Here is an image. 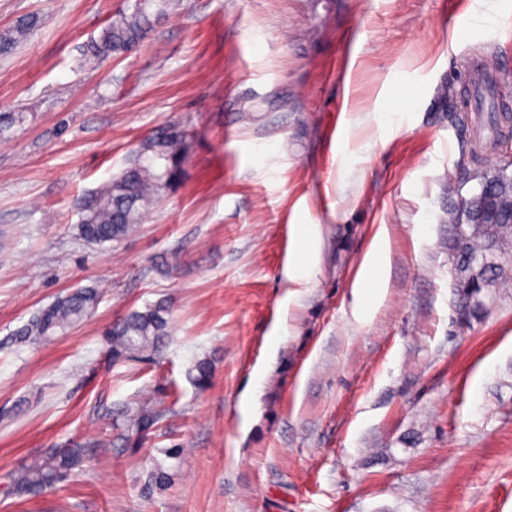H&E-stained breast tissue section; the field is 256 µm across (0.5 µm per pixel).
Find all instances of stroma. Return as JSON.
Returning <instances> with one entry per match:
<instances>
[{
    "mask_svg": "<svg viewBox=\"0 0 512 512\" xmlns=\"http://www.w3.org/2000/svg\"><path fill=\"white\" fill-rule=\"evenodd\" d=\"M124 2L0 0V33L40 18L0 55V113L24 115L0 137V512H512V238L466 322L444 221L501 163L489 127L512 135V0H181L83 69ZM479 69L500 88L452 123L439 91ZM170 123L194 131L178 184L120 243L80 239L73 200ZM380 242L384 286L356 295ZM79 287L87 318L16 340ZM161 300V351L112 361L107 327ZM149 391L136 448L121 412ZM93 441L56 489L9 493Z\"/></svg>",
    "mask_w": 512,
    "mask_h": 512,
    "instance_id": "obj_1",
    "label": "stroma"
}]
</instances>
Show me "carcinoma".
Wrapping results in <instances>:
<instances>
[{
    "label": "carcinoma",
    "mask_w": 512,
    "mask_h": 512,
    "mask_svg": "<svg viewBox=\"0 0 512 512\" xmlns=\"http://www.w3.org/2000/svg\"><path fill=\"white\" fill-rule=\"evenodd\" d=\"M174 0H134L116 11L109 23L83 51L84 63L97 66L110 57H122L136 49L166 14ZM39 23L33 15L16 21L11 30L0 34V54L10 53L25 41ZM192 142L191 131L168 125L143 138L122 171L92 192L78 197L74 207L80 211L77 235L93 244L118 243L129 236L150 213L158 198L179 180ZM470 210L462 227L463 246L457 247V222L460 211ZM448 232L456 263L462 268L476 255H488L484 271L467 290L466 318L478 317L484 309L483 291L504 275L494 256L512 232V175L496 182L495 199L477 191L463 197L448 216ZM98 295L90 287L76 288L38 312L16 333L19 339L40 340L81 322L95 307ZM168 311L161 304L143 310L133 309L112 325L108 333V352L112 361L133 360L155 351L168 336ZM162 411L151 399L137 401L123 412L126 442L143 443ZM84 449L69 446L41 456L27 464L14 478V487L28 495H38L66 481L81 466Z\"/></svg>",
    "instance_id": "obj_1"
}]
</instances>
